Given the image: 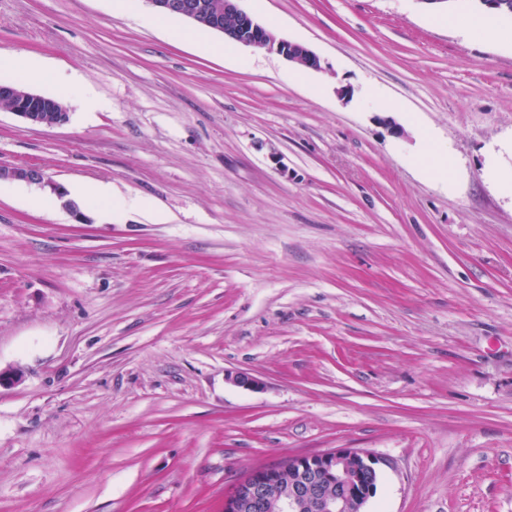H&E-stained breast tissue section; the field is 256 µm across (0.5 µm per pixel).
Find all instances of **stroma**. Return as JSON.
Here are the masks:
<instances>
[{
	"instance_id": "1",
	"label": "stroma",
	"mask_w": 512,
	"mask_h": 512,
	"mask_svg": "<svg viewBox=\"0 0 512 512\" xmlns=\"http://www.w3.org/2000/svg\"><path fill=\"white\" fill-rule=\"evenodd\" d=\"M242 7L321 70L203 56L146 0H0V51L70 115L0 109V165L47 178L0 192V512H223L333 448L385 459L368 512H512V196L486 176L512 166V47L419 0ZM424 130L450 180L410 163ZM99 181L144 208L31 204ZM23 72V80L27 82H37L43 78V72L37 62H25L23 66L20 65L15 56L7 53L0 52V72Z\"/></svg>"
}]
</instances>
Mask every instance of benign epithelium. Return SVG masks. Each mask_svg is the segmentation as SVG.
I'll return each instance as SVG.
<instances>
[{
  "instance_id": "1",
  "label": "benign epithelium",
  "mask_w": 512,
  "mask_h": 512,
  "mask_svg": "<svg viewBox=\"0 0 512 512\" xmlns=\"http://www.w3.org/2000/svg\"><path fill=\"white\" fill-rule=\"evenodd\" d=\"M153 9L203 23L223 33L224 18L240 21L235 42L274 52L286 60L318 71L321 59L307 46L273 37L268 29L244 11L241 0H222L216 8L209 0H146ZM11 99L8 110L37 125H63L67 112H47L40 94L3 90ZM13 180L42 184L45 176L34 166H0V181ZM53 191L73 219L83 224L87 217L56 184ZM386 460L357 448H336L322 453L290 456L280 462L250 470L230 493L224 496V512H302L307 505L317 512H366L375 496L382 465Z\"/></svg>"
}]
</instances>
